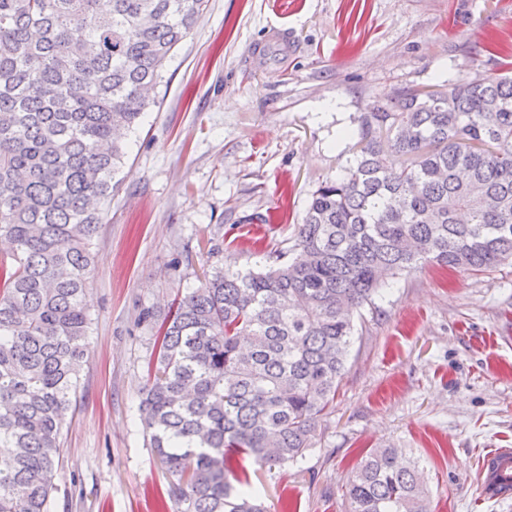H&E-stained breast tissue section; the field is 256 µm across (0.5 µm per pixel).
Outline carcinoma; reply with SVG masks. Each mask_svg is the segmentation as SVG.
<instances>
[{
    "instance_id": "cac0c4a2",
    "label": "carcinoma",
    "mask_w": 512,
    "mask_h": 512,
    "mask_svg": "<svg viewBox=\"0 0 512 512\" xmlns=\"http://www.w3.org/2000/svg\"><path fill=\"white\" fill-rule=\"evenodd\" d=\"M207 0H0V512H51L91 319V245L124 140ZM353 164L311 195L260 272L214 269L156 330L140 419L173 512H265L233 470L315 444L354 311L435 262L512 261V75L398 88L359 118ZM375 448L349 512H428L417 459Z\"/></svg>"
}]
</instances>
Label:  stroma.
I'll use <instances>...</instances> for the list:
<instances>
[{
  "mask_svg": "<svg viewBox=\"0 0 512 512\" xmlns=\"http://www.w3.org/2000/svg\"><path fill=\"white\" fill-rule=\"evenodd\" d=\"M509 68L512 0H209L128 136L93 241L88 358L52 512H158L174 479L138 416L152 320L213 266L258 271L291 247L375 101ZM388 447L420 459L431 512H512L480 480L487 451L512 448V264L398 276L355 319L313 449L244 467L267 512H346L353 467Z\"/></svg>",
  "mask_w": 512,
  "mask_h": 512,
  "instance_id": "1",
  "label": "stroma"
}]
</instances>
